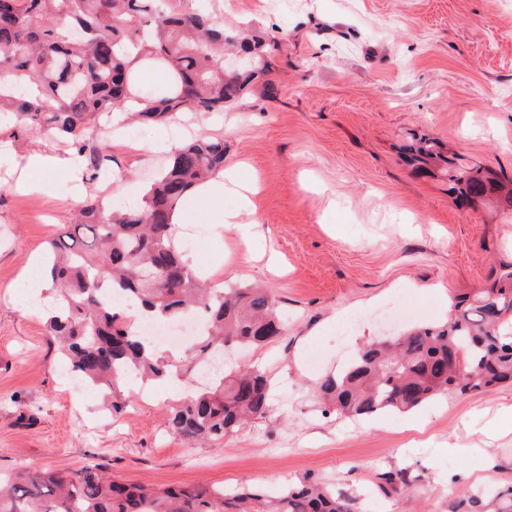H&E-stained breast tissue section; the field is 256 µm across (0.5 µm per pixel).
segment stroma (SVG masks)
<instances>
[{
	"mask_svg": "<svg viewBox=\"0 0 512 512\" xmlns=\"http://www.w3.org/2000/svg\"><path fill=\"white\" fill-rule=\"evenodd\" d=\"M207 8L228 35L277 41L271 67L224 111L189 113L169 127L185 142L224 139L225 170L256 183L252 205L225 210L261 224L246 247L218 235L185 204L178 239L196 234L191 262L224 253V287L271 290L281 335L236 350L233 363L275 385L265 417L194 445L168 418L188 393L122 384L124 413L103 411L96 391H73L67 366L29 312V277L46 243L70 224L69 182L24 205L16 153H65L51 133L0 144V474L68 470L95 462L148 489L195 483L234 493L277 492L307 478L355 497L358 512H449L458 495L512 485V386L439 396L407 413L343 418L317 396L363 344L416 325L445 323L455 297L489 287L512 263V209L497 198L465 202L441 169L421 170L407 147L426 135L456 163L512 176V0H185ZM154 127L101 129L115 182L140 190L165 164L143 153ZM358 317L348 335L340 321ZM498 460L484 468L486 456ZM407 469L411 486L385 495L381 473Z\"/></svg>",
	"mask_w": 512,
	"mask_h": 512,
	"instance_id": "35a3bbf8",
	"label": "stroma"
}]
</instances>
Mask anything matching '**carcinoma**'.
I'll use <instances>...</instances> for the list:
<instances>
[{"label": "carcinoma", "instance_id": "carcinoma-1", "mask_svg": "<svg viewBox=\"0 0 512 512\" xmlns=\"http://www.w3.org/2000/svg\"><path fill=\"white\" fill-rule=\"evenodd\" d=\"M154 0H0V113L11 117L10 137L47 130L86 162L87 181L99 180L111 158L92 143L102 116L129 97L126 58L143 48L175 74L174 92L138 91L141 105L129 119L164 125L183 112H222L268 68L261 42L246 45L253 66L229 81L217 18L184 10L179 2L150 15ZM414 160L442 158L436 141L421 138ZM224 169V139L194 140L169 158L135 208H112L91 193L73 224L47 243L54 310L47 332L80 381L100 390L105 410L126 403L119 390L125 373L146 380L176 373L191 381L212 370L224 349L260 345L280 334L279 303L256 286L215 288L201 282L173 238V211L197 183ZM450 189L464 197L502 193L512 205V179L480 165L448 163ZM158 275L153 280L150 275ZM132 298L156 322L184 320L198 312L206 326L184 364L164 361L156 345L134 332L137 314L109 304L104 291ZM512 383V265L492 287L457 299L448 322L413 327L390 343L361 348L345 371L325 376L320 397L345 417L380 410L405 412L440 394L481 392ZM268 378L238 368L218 383L186 397L171 413V430L189 442L222 441L250 420L266 415ZM389 495L410 486L404 471L382 474ZM452 512H512V486L486 502L451 505ZM0 512H357L356 499L306 479L275 496L262 490L228 495L214 485L151 490L112 479L100 464L68 471L25 468L0 478Z\"/></svg>", "mask_w": 512, "mask_h": 512}]
</instances>
